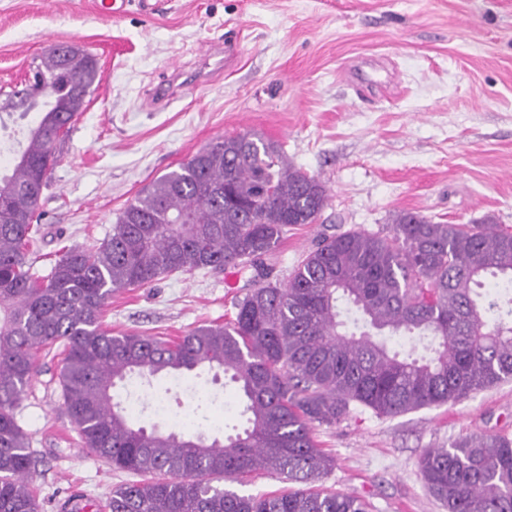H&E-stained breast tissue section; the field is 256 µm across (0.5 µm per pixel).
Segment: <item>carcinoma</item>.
I'll return each instance as SVG.
<instances>
[{
    "mask_svg": "<svg viewBox=\"0 0 512 512\" xmlns=\"http://www.w3.org/2000/svg\"><path fill=\"white\" fill-rule=\"evenodd\" d=\"M34 72L47 101L12 173L0 175V512H39L36 460L16 410L37 356L58 347L65 412L84 447L147 479L112 490L110 512H366L355 496L310 484L335 464L314 427L351 407L394 417L512 379V229L491 217L436 224L413 212L388 231L323 237L281 281L261 259L328 202L324 183L255 132L218 139L153 179L98 247L64 250L31 273L43 188L72 125L100 81L94 55L52 46ZM254 271L232 320L175 339L112 334V296L163 276ZM499 287L492 294L489 285ZM223 371L236 383L245 427L222 438L147 429L115 388L133 378ZM276 472L301 488L270 495L231 489ZM447 512H512V439L484 435L430 448L419 462Z\"/></svg>",
    "mask_w": 512,
    "mask_h": 512,
    "instance_id": "obj_1",
    "label": "carcinoma"
}]
</instances>
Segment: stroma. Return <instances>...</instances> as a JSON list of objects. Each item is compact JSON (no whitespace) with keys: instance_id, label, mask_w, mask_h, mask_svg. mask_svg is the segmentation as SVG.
<instances>
[{"instance_id":"stroma-1","label":"stroma","mask_w":512,"mask_h":512,"mask_svg":"<svg viewBox=\"0 0 512 512\" xmlns=\"http://www.w3.org/2000/svg\"><path fill=\"white\" fill-rule=\"evenodd\" d=\"M136 0L106 20L95 0H0V89L22 84L49 46H80L101 79L60 148L40 200L37 271L65 247L91 248L152 179L199 149L256 132L322 180L316 223L289 229L264 259L287 277L326 235L378 231L399 212L438 224L492 216L512 228V0ZM235 55L166 105L151 93L174 71H199L204 49ZM248 275L176 273L117 294L105 306L113 333L174 337L223 323ZM18 409L37 460L40 512L75 503L101 512L112 489L135 481L93 456L72 428L59 383L61 356L39 355ZM202 429L224 433L238 398L227 378L205 386ZM141 425L176 428L196 408L186 384L131 388ZM335 460L319 488L350 493L368 512H445L426 488L419 458L463 438H512V379L468 398L386 418L357 407L316 427Z\"/></svg>"}]
</instances>
